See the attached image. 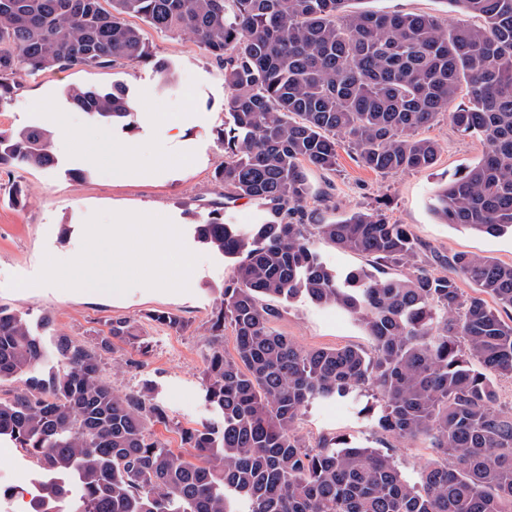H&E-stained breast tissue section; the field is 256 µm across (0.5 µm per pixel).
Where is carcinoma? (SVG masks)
<instances>
[{"label":"carcinoma","mask_w":512,"mask_h":512,"mask_svg":"<svg viewBox=\"0 0 512 512\" xmlns=\"http://www.w3.org/2000/svg\"><path fill=\"white\" fill-rule=\"evenodd\" d=\"M108 2L0 0V108L22 76L76 65L151 64L166 87L168 63L127 15L187 36L224 63L229 121L214 181L266 220L243 231L218 210L190 212L197 238L239 261L204 333V402L215 418L181 429L184 454L152 437L150 426L170 417L151 388L119 394L102 375L117 344L147 349L135 322L110 319L89 346L56 336L48 349L50 318L0 306V383H19L0 397V439L36 459L31 512H512V410L496 385L512 377V320L500 315L512 309V264L458 252L436 265L408 225L379 209L326 217L328 198L308 179L313 168L336 172L342 148L381 175L427 169L440 145L421 131L446 114L487 150L435 193L434 215L512 233V0H444L462 16L450 29L428 14L349 11V0ZM67 96L104 123L136 125L124 85ZM54 163L49 132L0 129V167ZM312 196L320 207L310 210ZM317 240L406 273L340 277L319 260ZM299 295L346 310L373 350L303 349L275 330L269 301ZM147 318L188 328L169 312ZM358 388L380 403L357 414L435 449L419 484L389 452L334 437L311 447L296 434L307 405Z\"/></svg>","instance_id":"obj_1"}]
</instances>
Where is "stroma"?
Returning a JSON list of instances; mask_svg holds the SVG:
<instances>
[{
    "label": "stroma",
    "mask_w": 512,
    "mask_h": 512,
    "mask_svg": "<svg viewBox=\"0 0 512 512\" xmlns=\"http://www.w3.org/2000/svg\"><path fill=\"white\" fill-rule=\"evenodd\" d=\"M350 10L388 13H428L443 24L458 15L444 0H351ZM144 34L158 58L168 60L175 71L174 83L159 89L152 65L87 68L74 66L55 74L26 76L10 104L0 109L1 129L42 128L51 133L50 150L56 159L47 169L0 168V305L30 313L50 315L58 335L90 341L111 318L134 320L150 346L138 355L123 345L106 359L103 375L120 393L152 386L171 419L169 426H153L155 437L180 449L182 428H198L211 418L203 394V330L216 298L235 271L233 258L202 244L189 215L207 212L211 203L224 205V218L241 227L261 223L262 212L253 204L225 200L224 189L213 179L224 152L216 132L227 120L221 65L187 37H171L145 28ZM122 84L131 93L141 87L152 91L157 113L181 112L185 102L201 106L197 125L186 140L172 142L156 122L138 118L135 129L99 122L73 108L66 100L73 86L109 88ZM67 115L80 134L90 138L132 139L137 144L138 176L116 181L107 168L89 164L76 143L56 134L50 115ZM442 150L428 169L388 176L363 169L349 151L340 150L336 171L326 175L310 171L314 191L332 196L336 217L371 209L387 201L391 221L408 225L413 237L433 254L448 256L466 252L512 264V235L492 237L470 229L441 223L430 209L435 191L466 167L478 162L486 145L482 139L460 135L448 117H440L428 130ZM29 189L26 205H14L13 184ZM150 209L156 224V240L163 249L177 247L188 254L191 265L183 279L161 288L138 282L120 292L108 289L60 288L46 276L48 268L68 262L73 254L90 250L87 229L108 224L115 210L134 214ZM315 249L330 269L344 274L366 270L381 276H397L395 266L375 267L370 258L345 252L320 241ZM272 325L304 349L344 346L371 350L373 343L353 316L339 308L321 307L306 297L276 304ZM168 311L189 323L175 333L147 320V312ZM297 434L313 445L323 437H339L352 446L392 451L401 471L418 482L423 464L432 451L420 441H404L379 432L365 419L352 415L341 400L316 402L306 407L296 422ZM37 469L32 458L16 450H0V481L12 490V512H26L30 477Z\"/></svg>",
    "instance_id": "obj_1"
}]
</instances>
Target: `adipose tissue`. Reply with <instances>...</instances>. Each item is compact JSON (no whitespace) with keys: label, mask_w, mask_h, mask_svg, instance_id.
Masks as SVG:
<instances>
[{"label":"adipose tissue","mask_w":512,"mask_h":512,"mask_svg":"<svg viewBox=\"0 0 512 512\" xmlns=\"http://www.w3.org/2000/svg\"><path fill=\"white\" fill-rule=\"evenodd\" d=\"M133 155L134 145L127 141H100L86 149L87 160L106 166L116 181L136 175ZM153 220V213L148 209L134 218L119 211L111 223L90 226L88 237L95 244L94 250L72 258L65 265L52 267L51 282L90 288L107 276L116 288L130 281L154 286L166 284L189 264L190 258L156 247Z\"/></svg>","instance_id":"obj_1"}]
</instances>
